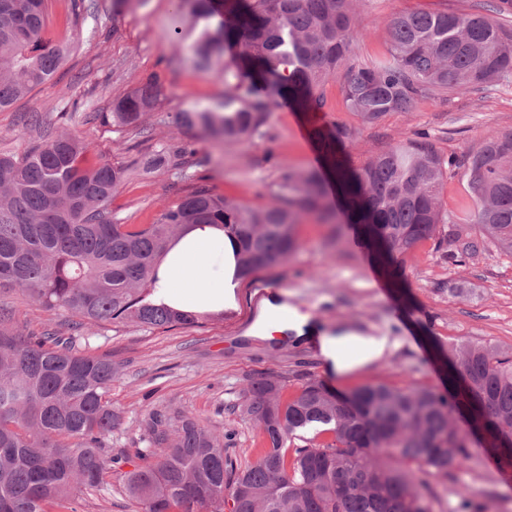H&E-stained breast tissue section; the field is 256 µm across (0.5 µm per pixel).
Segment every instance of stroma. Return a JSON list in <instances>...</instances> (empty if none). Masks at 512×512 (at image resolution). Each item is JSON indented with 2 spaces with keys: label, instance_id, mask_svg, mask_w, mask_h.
Masks as SVG:
<instances>
[{
  "label": "stroma",
  "instance_id": "1",
  "mask_svg": "<svg viewBox=\"0 0 512 512\" xmlns=\"http://www.w3.org/2000/svg\"><path fill=\"white\" fill-rule=\"evenodd\" d=\"M496 5L495 20L512 28V0H362L353 48L370 60L386 51L388 20L400 13L442 11L485 13ZM171 0H134L113 15L112 0H51L46 36L69 40L71 48L55 75L26 98L0 111V153L22 156L38 142L69 129L92 143L90 158L125 167L127 175L112 200V215L123 224H151L195 183L216 194L260 208L287 168L323 165L320 135L343 121L359 131L343 144L342 154L357 165L388 144L426 136L445 155L478 146L488 135L512 131V80L428 98L405 111L392 112L372 126H359L345 112L341 82L323 91L326 106L304 112L288 99L278 100L265 133L251 143H221L176 130L174 113L223 100L227 88L217 72L196 67L189 49L169 46ZM157 75L162 93L157 110L140 134L112 128L104 117L114 99ZM151 150L164 145L186 149V178L165 168L135 166L134 143ZM299 247L280 267L239 282L236 303L220 320L194 328L150 329L135 323L91 328L78 349L108 354L120 366L112 384V404L124 424L112 436L113 452L145 447L150 414L179 413L223 434L233 460H254L262 438L244 419L240 405L247 380L267 376L281 381L291 396L309 379L324 380L339 391L384 382L395 386L426 384L443 390L448 348L458 339L512 348V258L495 249L452 262L448 234L417 244L400 266L402 286L389 294L378 288L366 254L354 246L350 224L310 218L297 228ZM266 290L287 306L302 329L273 333L280 317L253 322L257 293ZM0 304L11 307L12 321L34 334L51 329L71 335L64 316H51L11 288H0ZM340 332L389 337L394 344L382 362L345 375L329 371L312 341ZM466 466L431 477L439 499L433 512H459L470 502L479 512H512V475L501 469L485 441L470 435ZM125 466H114L105 490L85 496L77 512H138L123 488Z\"/></svg>",
  "mask_w": 512,
  "mask_h": 512
}]
</instances>
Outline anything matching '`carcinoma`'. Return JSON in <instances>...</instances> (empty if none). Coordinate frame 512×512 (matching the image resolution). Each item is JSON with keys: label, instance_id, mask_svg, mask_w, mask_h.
I'll use <instances>...</instances> for the list:
<instances>
[{"label": "carcinoma", "instance_id": "cac0c4a2", "mask_svg": "<svg viewBox=\"0 0 512 512\" xmlns=\"http://www.w3.org/2000/svg\"><path fill=\"white\" fill-rule=\"evenodd\" d=\"M357 2L179 0L173 45L190 41L200 69L224 64L229 92L215 108L175 113L174 127L245 143L263 135L281 98L322 111L331 79H342L343 106L363 124L421 98L512 79V30L456 11L395 16L386 53L363 62L350 38ZM48 10L49 0H0V110L46 82L69 52L45 38ZM160 94L153 78L114 100L112 126L143 129ZM353 133L338 122L323 137L327 163L350 223L362 226L389 275L396 276L392 260L434 238L442 224L450 260L476 255L481 244L512 257V132L448 160L430 141L407 138L352 170L336 143ZM89 148L85 137L63 131L22 158L0 153V287L80 327H198L224 316L180 311L157 296V265L192 224L224 228L237 244L243 280L288 260L304 218L336 221L323 173L288 169L261 209L198 183L156 223L121 224L112 218V198L126 169L89 163ZM180 157L162 148L137 162L176 169ZM456 169L475 203L467 220L440 200ZM72 342L27 333L0 308V512H75L78 494L103 490L104 475L121 463L133 464L125 490L142 512H431L429 478L470 459L452 423L456 412L512 468V354L493 345L453 346L446 395L379 382L338 393L310 379L285 400L278 381L254 377L241 412L264 448L240 465L224 454V436L157 412L147 424L151 448L109 454L112 432L123 425L110 398L120 367L108 355L76 352Z\"/></svg>", "mask_w": 512, "mask_h": 512}]
</instances>
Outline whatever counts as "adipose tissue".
<instances>
[{
  "mask_svg": "<svg viewBox=\"0 0 512 512\" xmlns=\"http://www.w3.org/2000/svg\"><path fill=\"white\" fill-rule=\"evenodd\" d=\"M235 247L222 228L202 224L172 243L159 264L158 288L179 309L198 312L223 309L234 298ZM388 337L340 333L322 339V354L337 374L384 360Z\"/></svg>",
  "mask_w": 512,
  "mask_h": 512,
  "instance_id": "1",
  "label": "adipose tissue"
}]
</instances>
